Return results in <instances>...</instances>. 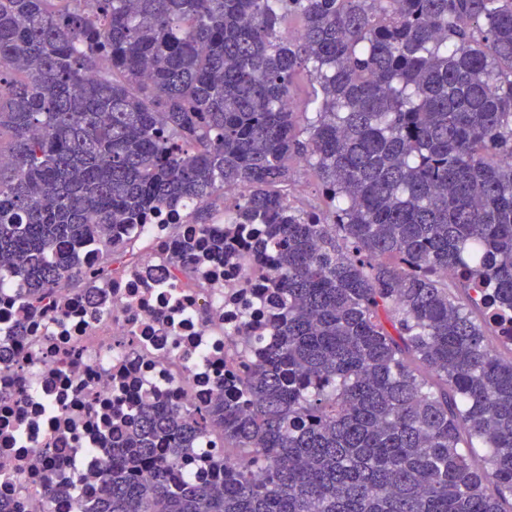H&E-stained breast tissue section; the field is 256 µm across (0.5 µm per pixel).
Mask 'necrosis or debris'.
Wrapping results in <instances>:
<instances>
[{
    "label": "necrosis or debris",
    "instance_id": "4bbe7bcc",
    "mask_svg": "<svg viewBox=\"0 0 512 512\" xmlns=\"http://www.w3.org/2000/svg\"><path fill=\"white\" fill-rule=\"evenodd\" d=\"M240 195L225 187L205 231L189 204L113 225L126 249L111 274L41 304L0 286V512H77L99 494L117 410L196 411L238 387L278 314L273 252L206 243L234 232Z\"/></svg>",
    "mask_w": 512,
    "mask_h": 512
}]
</instances>
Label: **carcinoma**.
Wrapping results in <instances>:
<instances>
[{"label":"carcinoma","instance_id":"cac0c4a2","mask_svg":"<svg viewBox=\"0 0 512 512\" xmlns=\"http://www.w3.org/2000/svg\"><path fill=\"white\" fill-rule=\"evenodd\" d=\"M2 152L0 279L34 305L89 279L77 245L105 273L111 225L189 201L206 231L226 186L278 255L239 390L141 407L78 512H512V0H0ZM297 176L291 203L295 206L307 207L309 204L318 205L321 202V182L315 170L305 162L294 165Z\"/></svg>","mask_w":512,"mask_h":512}]
</instances>
